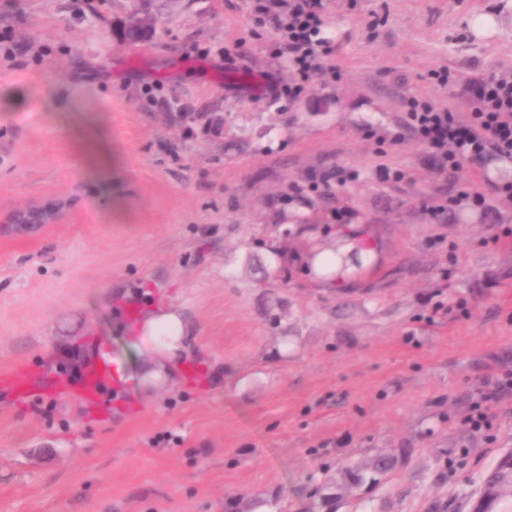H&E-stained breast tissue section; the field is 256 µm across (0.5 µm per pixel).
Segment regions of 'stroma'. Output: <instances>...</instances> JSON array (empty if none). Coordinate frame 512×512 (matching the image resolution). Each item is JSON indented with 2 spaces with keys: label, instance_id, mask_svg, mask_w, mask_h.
<instances>
[{
  "label": "stroma",
  "instance_id": "1",
  "mask_svg": "<svg viewBox=\"0 0 512 512\" xmlns=\"http://www.w3.org/2000/svg\"><path fill=\"white\" fill-rule=\"evenodd\" d=\"M323 4L339 76L291 100L245 86L291 79L252 0H0V48L28 46L0 63V375L32 379L0 383V512H467L512 450V391L491 431L463 423L487 365L512 370V207L452 201L512 160L440 175L406 126L411 99L468 111L441 74L512 71V0ZM52 200L67 223L6 227ZM353 227L375 260L313 282L310 250ZM127 303L192 323L163 385ZM97 350L120 391L56 396ZM394 448L380 485L337 494V469Z\"/></svg>",
  "mask_w": 512,
  "mask_h": 512
}]
</instances>
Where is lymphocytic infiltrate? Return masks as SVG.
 <instances>
[{"mask_svg":"<svg viewBox=\"0 0 512 512\" xmlns=\"http://www.w3.org/2000/svg\"><path fill=\"white\" fill-rule=\"evenodd\" d=\"M257 13L269 17L277 30V56L286 58L294 82L276 86V94L295 97L304 82L335 74L330 60L336 43L325 37L322 0H255ZM474 106L467 115L410 101L408 125L426 144L439 172L462 162L482 164L488 152L512 158V72L492 73L471 88ZM512 391V370L496 373L492 388L473 403L465 426L478 433L495 421L491 402Z\"/></svg>","mask_w":512,"mask_h":512,"instance_id":"obj_1","label":"lymphocytic infiltrate"}]
</instances>
